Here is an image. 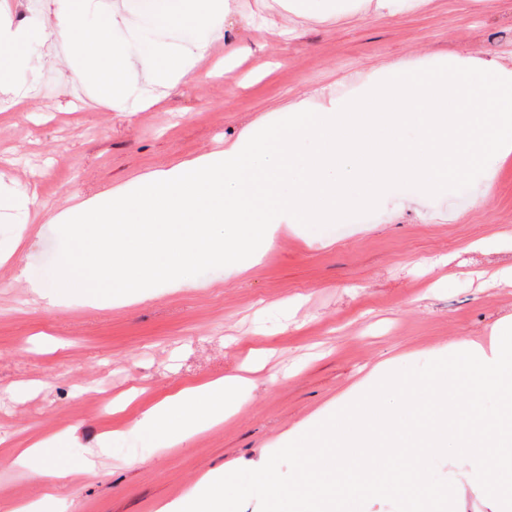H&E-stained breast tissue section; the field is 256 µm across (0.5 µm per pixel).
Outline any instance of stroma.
Instances as JSON below:
<instances>
[{"instance_id": "1", "label": "stroma", "mask_w": 512, "mask_h": 512, "mask_svg": "<svg viewBox=\"0 0 512 512\" xmlns=\"http://www.w3.org/2000/svg\"><path fill=\"white\" fill-rule=\"evenodd\" d=\"M227 2L223 39L156 105L83 107L61 65L40 70L47 99L0 109V182L37 186L45 204L27 222L0 220V252L29 243L0 262V512H156L203 476L265 461L362 369L424 364L512 316V288L494 279L512 271V157L467 190L383 203L332 240L282 229L244 273L214 269L122 305L46 306L20 269L56 262L57 217L81 200L222 149L288 102L319 110L383 66L512 62V0H419L393 16L350 0L323 22L287 19L281 0ZM288 23L295 37L282 36ZM254 345L272 356L233 416L171 447L137 426L170 392L241 373ZM57 433L64 476L52 487L18 457ZM436 472L460 490L456 512H492L468 460L439 459Z\"/></svg>"}]
</instances>
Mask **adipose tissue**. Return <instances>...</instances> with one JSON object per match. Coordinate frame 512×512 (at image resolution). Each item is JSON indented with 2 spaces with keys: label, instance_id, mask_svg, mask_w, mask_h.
Wrapping results in <instances>:
<instances>
[{
  "label": "adipose tissue",
  "instance_id": "1",
  "mask_svg": "<svg viewBox=\"0 0 512 512\" xmlns=\"http://www.w3.org/2000/svg\"><path fill=\"white\" fill-rule=\"evenodd\" d=\"M249 386L241 376H225L178 389L145 411L138 424L159 434L172 446L218 423L235 411Z\"/></svg>",
  "mask_w": 512,
  "mask_h": 512
}]
</instances>
